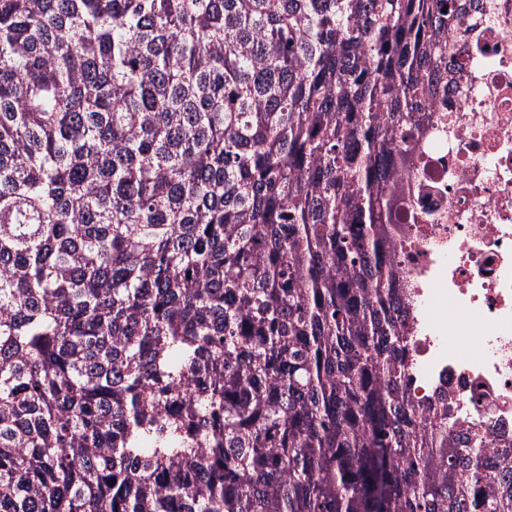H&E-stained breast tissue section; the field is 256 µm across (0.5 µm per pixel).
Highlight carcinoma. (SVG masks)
<instances>
[{
  "label": "carcinoma",
  "instance_id": "cac0c4a2",
  "mask_svg": "<svg viewBox=\"0 0 512 512\" xmlns=\"http://www.w3.org/2000/svg\"><path fill=\"white\" fill-rule=\"evenodd\" d=\"M466 21L0 0V512H512L386 241Z\"/></svg>",
  "mask_w": 512,
  "mask_h": 512
}]
</instances>
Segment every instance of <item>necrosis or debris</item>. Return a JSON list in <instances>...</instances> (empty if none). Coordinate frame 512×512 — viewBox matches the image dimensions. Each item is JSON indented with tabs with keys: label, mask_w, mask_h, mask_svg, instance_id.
Instances as JSON below:
<instances>
[{
	"label": "necrosis or debris",
	"mask_w": 512,
	"mask_h": 512,
	"mask_svg": "<svg viewBox=\"0 0 512 512\" xmlns=\"http://www.w3.org/2000/svg\"><path fill=\"white\" fill-rule=\"evenodd\" d=\"M460 6L493 19L452 34L448 86L429 103L447 125L399 168L388 244L416 291L411 392L487 433L492 461L512 449V0Z\"/></svg>",
	"instance_id": "necrosis-or-debris-1"
}]
</instances>
